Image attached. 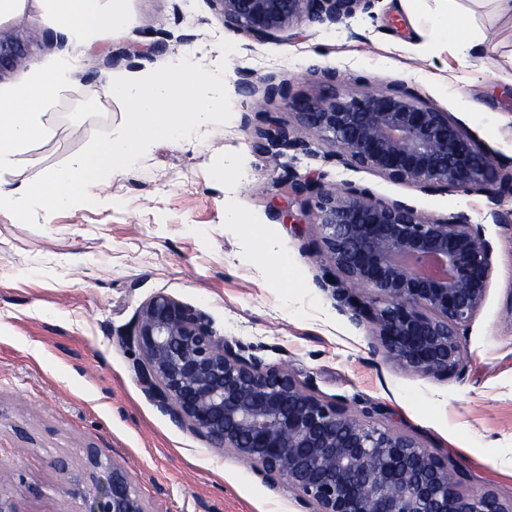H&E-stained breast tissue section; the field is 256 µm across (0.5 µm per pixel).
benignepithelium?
<instances>
[{
  "mask_svg": "<svg viewBox=\"0 0 512 512\" xmlns=\"http://www.w3.org/2000/svg\"><path fill=\"white\" fill-rule=\"evenodd\" d=\"M224 27L263 42L305 19L330 27L376 0H212ZM29 40L0 30V78L25 63ZM239 94L284 96L275 76L238 71ZM305 135L272 121L255 130L260 154L313 153L314 137L345 164L395 183L470 191L501 181L494 156L406 89L288 100ZM288 195L316 200L315 256L334 277L336 309L372 325L388 359L420 375L462 365L460 336L485 300L492 247L461 210L431 220L350 183L335 192L323 175H288ZM358 287L359 294L353 291ZM123 343L145 394L211 448L246 461L272 489L285 481L305 512H512L491 490L469 492L456 467L417 437L379 426L376 406L359 412L327 401L285 368L217 335L208 319L158 293L140 307ZM89 512H150L124 467L108 466Z\"/></svg>",
  "mask_w": 512,
  "mask_h": 512,
  "instance_id": "7a95c632",
  "label": "benign epithelium"
}]
</instances>
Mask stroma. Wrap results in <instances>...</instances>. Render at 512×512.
<instances>
[{"label": "stroma", "mask_w": 512, "mask_h": 512, "mask_svg": "<svg viewBox=\"0 0 512 512\" xmlns=\"http://www.w3.org/2000/svg\"><path fill=\"white\" fill-rule=\"evenodd\" d=\"M103 5L128 16L129 25L98 27L80 46L47 23L50 0H23L18 13L0 17L5 30L28 25L31 39L30 62L0 78V95L23 87L33 68L78 61L45 108L53 136L33 143L0 175L1 185L34 181L76 156L94 131L117 129L124 109L105 91L114 78L186 56L216 68L223 40L236 46L225 73L232 117L183 143L148 150L113 178V203L40 210L32 226L0 212V490L19 512H87L96 477L118 463L151 512H301L287 483L269 489L249 464L176 425L138 385L139 352L119 336L144 301L164 293L204 313L226 340L254 346L267 364L309 381L324 399L355 411L382 407L376 423L415 435L454 462L468 488L512 501V223L488 217L494 208L512 211V194L496 183L470 192L394 183L345 165L318 141L309 155L260 156L251 133L268 114L298 129L287 98L326 92L321 75L329 70L358 93L406 84L510 168L512 22L493 17L480 0H463L483 41V59L473 67L437 43L420 56L423 38L395 0H376L372 12L344 25L302 22L264 42L226 29L212 0ZM160 40L168 46L163 54L107 62ZM241 69L286 79L287 98L241 96ZM489 109L498 111L497 121H488ZM228 159L243 172L230 191L217 175ZM291 172L320 173L336 187L352 183L429 219L463 210L482 226L492 275L461 338L459 371H405L378 350L369 325L337 311L331 291L317 285L323 265L307 248L315 232L295 236L278 215L286 205L302 222L315 220L312 204L287 201ZM229 198L240 223L224 221ZM93 456L101 468L90 465ZM59 459L65 469L56 467Z\"/></svg>", "instance_id": "1"}]
</instances>
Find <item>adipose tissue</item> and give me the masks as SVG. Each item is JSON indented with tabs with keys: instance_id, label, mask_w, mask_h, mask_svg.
Returning <instances> with one entry per match:
<instances>
[{
	"instance_id": "adipose-tissue-1",
	"label": "adipose tissue",
	"mask_w": 512,
	"mask_h": 512,
	"mask_svg": "<svg viewBox=\"0 0 512 512\" xmlns=\"http://www.w3.org/2000/svg\"><path fill=\"white\" fill-rule=\"evenodd\" d=\"M424 0H398L400 10L413 27H425L433 40L452 41L456 53L478 60L479 40L474 37L456 0H437L430 12H423ZM49 23L60 26L70 41L81 43L99 25L115 29L128 25L126 15H104L101 0H52ZM77 63L59 60L49 69L35 68L28 83L12 95L0 97V173L11 170L19 156L35 141L48 138L50 129L43 120L44 109L69 81Z\"/></svg>"
}]
</instances>
